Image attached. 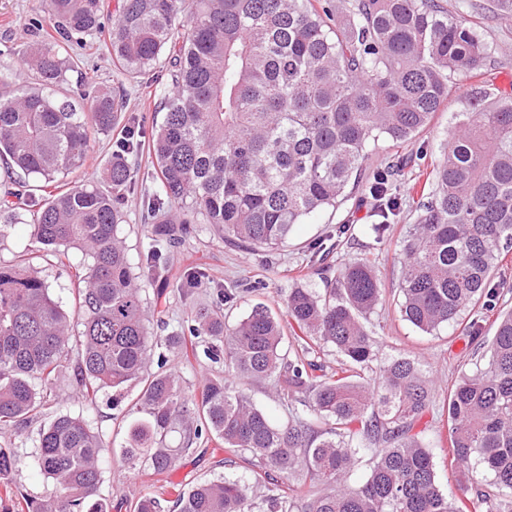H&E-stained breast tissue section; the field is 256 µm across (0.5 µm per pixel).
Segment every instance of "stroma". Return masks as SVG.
<instances>
[{
  "instance_id": "35a3bbf8",
  "label": "stroma",
  "mask_w": 512,
  "mask_h": 512,
  "mask_svg": "<svg viewBox=\"0 0 512 512\" xmlns=\"http://www.w3.org/2000/svg\"><path fill=\"white\" fill-rule=\"evenodd\" d=\"M38 0H0V52L5 57H16L24 51L28 41L27 19ZM479 31L492 49V61L484 76L496 96L512 98V19L493 12L479 21ZM83 80L122 88L127 108L137 115H146L153 106L152 78L127 82L112 66L104 51H97L93 63L84 69ZM477 82L457 74L449 83L448 100L436 112L430 126L416 141L408 145L405 154L409 164L402 177L394 184L402 206L389 232L383 240H376L371 226L376 218L372 214L371 199L348 200L338 209H328L317 216L295 225L287 242L271 252H251L225 243L221 232L211 224H201L193 238L185 244L168 249L162 266L170 274L198 267L209 272L212 284L196 289L194 294L182 298L173 288H166L164 316L170 329H177L192 309L213 304L215 291L233 288L237 291L231 308L225 309L226 323H235L259 303L276 307L279 293L295 287L323 290L324 284L309 264L313 247L327 245L333 235L341 242L327 259L331 268L371 255L377 264L383 296L369 327L377 338V361L385 363L399 356H409L420 362L433 380L438 395H446L449 387L470 372L480 356L489 349L499 314L512 310V251L499 265L493 279L497 297L493 310H466L459 323L427 334L404 320L397 308L398 283L401 271L402 241L416 222L414 196L424 184L432 167L448 144L453 130L454 116L471 111ZM125 221L121 233L126 240L131 262H139L148 248V232L141 220L139 194L128 195L124 205ZM27 255L30 266L39 272L50 286L52 298L65 310H73L75 267L81 260L80 252L70 254L67 263H56L44 255L33 240V229L27 224L0 223V262L9 263L18 255ZM480 329L479 339H472L470 326ZM129 403L113 407L111 393H102L95 405L84 403L78 392L72 368H65L51 384L50 407L44 416L28 420L26 424L0 431V446L13 449L24 463L14 477L19 491L39 496L51 490V483L36 469L28 458L32 455L35 439L41 426L56 414L83 415L91 427L98 431L106 443L102 450L104 461L101 494L110 502L145 490L150 483L147 476L129 473L114 456L115 448L125 439L119 419L129 410ZM424 443L434 456L438 484L442 491H450L455 484L448 463V415L441 409L427 412L417 426ZM244 475L240 464L231 462L229 453L215 449L213 443L198 444L196 451L181 458L170 471L168 479L174 483L190 484L215 474Z\"/></svg>"
}]
</instances>
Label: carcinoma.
<instances>
[{
    "label": "carcinoma",
    "instance_id": "obj_1",
    "mask_svg": "<svg viewBox=\"0 0 512 512\" xmlns=\"http://www.w3.org/2000/svg\"><path fill=\"white\" fill-rule=\"evenodd\" d=\"M28 25L36 39L0 61L1 224H29L41 249L58 260L77 250V316L51 297L23 261L0 265V427L42 413L44 391L77 352V386L112 393L118 405L138 388L120 461L162 475L200 440L239 456L247 480L220 474L187 490L143 491L123 498L129 512H512V311L500 316L483 365L445 398L448 457L457 491L443 494L433 455L417 423L435 402L418 363L400 356L367 377L376 339L364 320L381 301L374 261L342 266L321 295L280 294L288 323L256 306L234 324L219 306L200 307L180 329L154 334L145 281L160 273L163 250L195 225L214 224L224 241L251 250L283 246L293 225L346 197L363 182L382 221L400 210L390 192L407 165L400 150L424 131L448 100L451 75L472 76L491 63L490 48L437 0H353L336 13L321 0H39ZM51 34H43V16ZM98 43L133 80L168 61L159 90L161 122L147 129L126 115L124 99L95 83L74 97L69 77L87 61L75 47ZM480 107L459 112L435 188L420 205L403 244L399 311L423 332L459 319L496 297L494 271L512 242V98L477 92ZM125 139L102 184L66 186L84 166L91 135ZM148 139L157 175L145 190L150 247L138 265L119 226L121 201L136 182L128 158ZM394 153L364 166L370 145ZM187 296L208 283L201 268L178 277ZM81 331H75V326ZM297 350L284 349L287 331ZM192 346L196 362L224 365L186 394L167 353ZM332 347L333 368L316 354ZM233 374L268 381L287 407L274 424ZM179 448L163 446L170 433ZM102 436L80 415L57 414L32 454L50 493L35 497L4 485L18 512H111L101 497ZM375 462L359 485L347 483L361 455ZM21 458L0 447V480ZM492 476L483 483V475Z\"/></svg>",
    "mask_w": 512,
    "mask_h": 512
}]
</instances>
